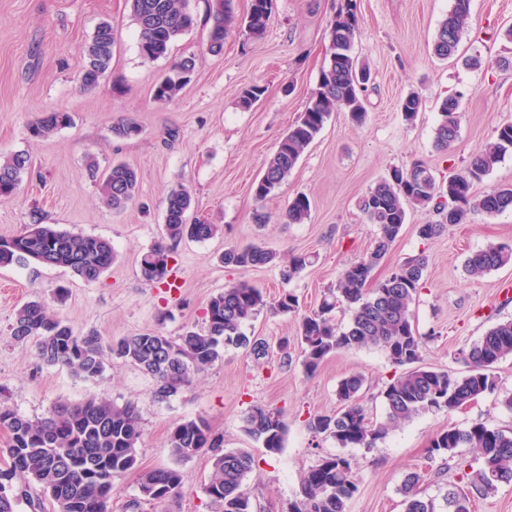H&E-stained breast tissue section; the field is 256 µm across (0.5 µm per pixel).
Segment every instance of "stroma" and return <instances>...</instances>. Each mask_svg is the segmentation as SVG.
<instances>
[{
	"mask_svg": "<svg viewBox=\"0 0 512 512\" xmlns=\"http://www.w3.org/2000/svg\"><path fill=\"white\" fill-rule=\"evenodd\" d=\"M339 2L272 0L264 35L254 38L231 27L223 54L214 55L207 50L209 2L188 0L196 26L172 45L168 57L149 61L140 54L128 0H0V155L22 151L32 162V175L16 195L0 200V237L20 233L37 218L109 239L116 254L93 284L58 267L0 269V401L32 418L46 415L57 400L77 402L92 394L118 405L135 402L143 429L138 468L115 477L112 512H129L138 469L171 465L182 475L178 493L143 505L141 512H211L203 491L209 452L178 462L168 448L171 428L186 419L204 418L223 436L225 449L244 450L255 459L246 482L253 512H288L299 497L302 474L321 456L340 451L352 458L358 476L348 512H403L399 488L406 474L422 472L426 495L436 498L463 482L455 467L429 459L437 432L475 422L512 430V410L503 404L512 393V356L493 368L495 392L463 410L422 413L373 448L341 450L308 427L314 415L336 413L337 385L353 372L365 377L361 403L369 418L382 421V393L401 372L378 347L332 354L311 375L302 365L296 340L301 316L318 307L341 271L376 237L377 227L359 210L358 200L392 168L415 159L430 167L437 182H446L493 139L498 125L512 121V39L506 35L512 0H471L470 27L456 56L446 60L434 56L431 43L453 0H357L354 52L372 72L366 121L358 125L346 112H333L275 195L256 200L257 177L306 108L328 62L330 23ZM103 20L115 33L112 68L97 86L84 89L86 47ZM186 56L196 59L191 81L172 102H154L157 81ZM473 58L479 66H470ZM252 85L263 87L264 94L242 108L239 97ZM412 91L422 105L409 123L400 102ZM450 96L461 99L459 133L442 152L435 146V129L439 105ZM47 112L68 113L71 122L50 137H33L32 123ZM122 118L138 124L139 136L113 139L110 128ZM115 161L140 176L138 196L121 210L107 207L98 189L100 172ZM182 186L193 195L194 216L223 225L224 233L175 247L169 265L176 286L169 290L144 281L139 263L162 237L168 193ZM299 194L311 202L310 217L302 224L285 223L288 203ZM259 211L267 223H257ZM440 219L430 208L409 209L374 278L382 280L408 258L426 256L425 284L413 307L414 323L427 337L421 363L460 377L468 367L457 349L512 318V295L505 292L512 285V265L481 277L465 270L470 253L492 243L512 244V211L495 216L478 211L436 238L419 237V225ZM247 244L308 254L313 262L289 281L276 267L243 270L220 262L224 250ZM241 280L271 299L295 293L297 312L263 310L244 331L268 343L265 359L226 349L220 361L166 402L154 399L152 377L123 360L108 359L101 378L85 381L66 367L43 364L34 345L8 339L17 309L32 299L43 300L75 333L94 330L106 343L148 331L175 337L203 326L210 298ZM257 404L277 410L286 424L280 453H267L243 430L245 413Z\"/></svg>",
	"mask_w": 512,
	"mask_h": 512,
	"instance_id": "35a3bbf8",
	"label": "stroma"
}]
</instances>
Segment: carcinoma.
<instances>
[{
    "label": "carcinoma",
    "mask_w": 512,
    "mask_h": 512,
    "mask_svg": "<svg viewBox=\"0 0 512 512\" xmlns=\"http://www.w3.org/2000/svg\"><path fill=\"white\" fill-rule=\"evenodd\" d=\"M131 15L140 30V52L153 61L167 55L170 45L189 32L196 19L186 0H129ZM271 0H252L250 11L241 20L248 34L265 33ZM471 0H454L452 9L441 22L433 43L434 55L447 59L457 52L463 33L470 24ZM236 22L232 0H213L210 12L208 50L224 52L228 27ZM359 29L356 0H341L330 26L329 62L321 71L317 88L296 121L280 140L255 182L254 195L267 199L287 180L306 149L320 134L332 112L340 109L351 120L361 123L366 117L364 92L370 79L367 64L354 54L353 42ZM114 33L112 24L100 22L85 52L81 73L84 87L96 86L112 64ZM196 67L192 56L173 63L170 71L155 85L153 100L172 101L190 80ZM421 108V99L408 94L400 104L406 121H413ZM460 101L448 97L439 107L435 142L448 150L458 138ZM64 112H48L31 127L35 137H45L70 124ZM140 133L137 124L124 120L111 126L112 137L129 140ZM512 149V123L499 125L487 143L458 174L438 185L431 170L413 161L393 168L358 201L360 211L376 225L378 233L372 248L347 265L336 287L328 289L317 309L299 322L297 341L305 370L312 373L331 354L380 346L389 360L406 370L393 378L383 392L384 421L376 423L359 403L365 379L360 373L345 376L338 384L340 409L330 415H316L309 421L315 435L334 440L339 448H373L390 429L425 411L460 410L486 393L497 389L494 366L512 355V319L488 329L483 336L458 355L469 373L455 377L446 370L420 365L426 337L412 323V307L423 288L427 258L412 257L395 266L382 280L374 283L373 272L389 252L406 224L407 207L431 206L446 213V222L422 224L419 237L439 236L448 225L466 222L471 207L487 215L512 210V185L501 186L473 202L474 183L489 174L503 154ZM31 173L30 157L15 152L0 159V199L13 197L23 179ZM139 188L138 172L114 163L102 175L100 186L105 203L121 209L134 199ZM190 192L181 187L166 197L163 238L140 261L142 278L168 289L171 253L184 239L205 241L223 233L219 224L192 219ZM307 196H295L288 204L290 224H303L310 215ZM112 242L106 238L61 230L54 224L34 222L15 236L0 238V268L40 265L62 267L72 276L91 284L112 265ZM221 260L241 269L271 266L281 269L291 280L310 264L306 254L288 257L259 246L231 248ZM512 264V244H491L469 255L465 268L469 275L486 273ZM374 283L367 288L368 283ZM298 297L284 291L270 302L263 292L242 281L213 296L207 305L205 325L188 327L176 337L160 331L123 336L103 347L94 331L77 335L52 314L41 300L26 302L10 326V339L24 345L32 343L38 358L47 365H61L85 381H95L105 371V352L136 366L156 382L154 398L166 402L177 396L191 376L213 366L228 348L244 349L260 360L268 354L266 342L246 335L244 326L266 308L283 313L298 310ZM350 312L348 324L336 323V310ZM274 411L254 405L243 418L245 432L260 442L270 454L284 445L286 426ZM0 430L8 434L0 453L10 460V469L0 472V512H17L22 501L32 502L29 485L14 486L11 480L20 474L40 488L53 512H109L114 476L138 467L137 448L143 430L138 407L133 402L122 406L92 394L80 402L58 401L47 415L28 418L0 404ZM172 456L187 460L208 448H220L223 439L212 433L202 418L175 424L169 433ZM430 457L453 462L467 480V490H446L445 512H471L472 499L495 490L500 483H512V431L474 423L465 428L451 426L437 432L429 446ZM254 471V459L244 450L224 451L211 458V475L204 487L214 512H252L253 505L245 481ZM418 472L409 473L401 486L404 512H438L435 499L421 489ZM182 483L175 467L141 470L138 473L139 497L131 503H158L175 495ZM358 491L350 458L327 455L301 476L300 498L289 512H346L348 502Z\"/></svg>",
    "instance_id": "carcinoma-1"
}]
</instances>
